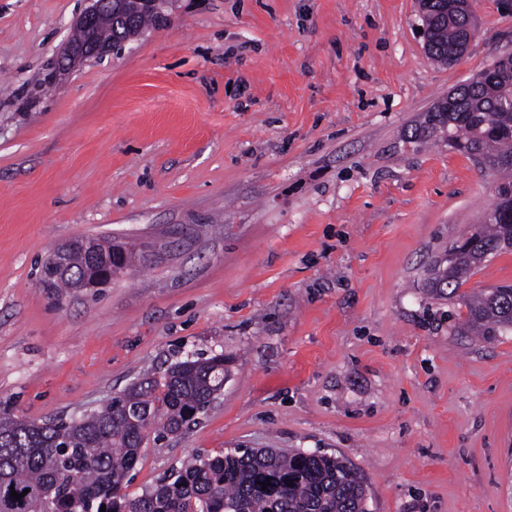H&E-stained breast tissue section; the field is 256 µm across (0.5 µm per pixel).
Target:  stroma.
Wrapping results in <instances>:
<instances>
[{
    "instance_id": "obj_1",
    "label": "stroma",
    "mask_w": 512,
    "mask_h": 512,
    "mask_svg": "<svg viewBox=\"0 0 512 512\" xmlns=\"http://www.w3.org/2000/svg\"><path fill=\"white\" fill-rule=\"evenodd\" d=\"M84 0H0V415L77 418L188 356L230 373L129 493L194 454L344 457L368 512H512V333L460 335L429 263L498 174L411 140L512 55V0H472L452 65L417 0H167V23L48 81ZM143 261L43 287L53 246Z\"/></svg>"
}]
</instances>
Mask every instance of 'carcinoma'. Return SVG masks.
Returning a JSON list of instances; mask_svg holds the SVG:
<instances>
[{
  "mask_svg": "<svg viewBox=\"0 0 512 512\" xmlns=\"http://www.w3.org/2000/svg\"><path fill=\"white\" fill-rule=\"evenodd\" d=\"M445 0H426L419 19L426 52L446 64L463 47L461 12L445 18ZM158 17L139 0H121L112 21L95 36L120 45ZM457 112L435 107L427 132L493 171L512 160V56L455 87ZM496 211L454 241L425 274L434 297L459 299L467 313L458 332L499 336L512 332V286L474 293L460 288L490 258L512 251V180L495 189ZM68 273L43 279L48 288H77L90 270L79 247L66 253ZM224 355L186 357L160 378L149 377L78 420L41 423L0 417V512H367L364 476L345 458L304 451L254 450L198 455L182 471L139 495L128 476L151 428L177 433L224 388ZM25 493L19 500L12 492Z\"/></svg>",
  "mask_w": 512,
  "mask_h": 512,
  "instance_id": "carcinoma-1",
  "label": "carcinoma"
}]
</instances>
